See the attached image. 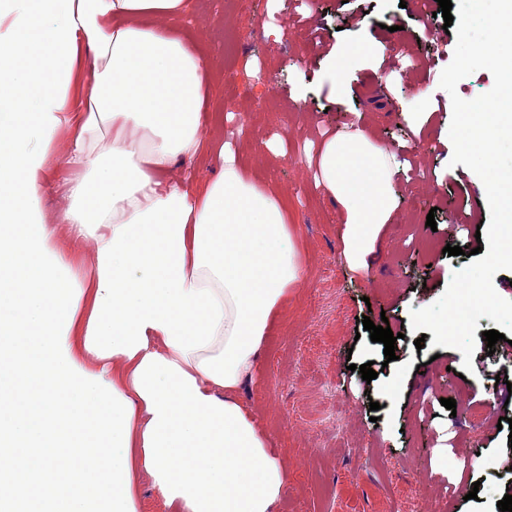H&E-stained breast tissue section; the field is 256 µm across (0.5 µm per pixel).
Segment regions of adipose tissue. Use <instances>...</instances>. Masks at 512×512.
Instances as JSON below:
<instances>
[{
  "label": "adipose tissue",
  "mask_w": 512,
  "mask_h": 512,
  "mask_svg": "<svg viewBox=\"0 0 512 512\" xmlns=\"http://www.w3.org/2000/svg\"><path fill=\"white\" fill-rule=\"evenodd\" d=\"M183 5L0 0V512H141L143 483L167 512H275L287 491L238 393L305 268L281 194L231 143L207 184L161 178L205 144L210 60L153 23ZM65 133L76 176L52 221ZM400 173L363 132L320 145L315 183L356 271L377 260ZM67 148L65 141L58 149L57 162L52 166L48 182L44 186V195L49 220H55L57 215L66 208L68 201L64 193V185L71 177L72 172L66 166L65 156Z\"/></svg>",
  "instance_id": "ef3b65f1"
}]
</instances>
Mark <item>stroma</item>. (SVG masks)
<instances>
[{
    "instance_id": "stroma-1",
    "label": "stroma",
    "mask_w": 512,
    "mask_h": 512,
    "mask_svg": "<svg viewBox=\"0 0 512 512\" xmlns=\"http://www.w3.org/2000/svg\"><path fill=\"white\" fill-rule=\"evenodd\" d=\"M416 0H186L177 35L212 61L208 117L219 138L235 136L249 175L276 185L302 242L305 276L277 320L259 374L239 392L281 448L288 491L276 512H499L512 490V345L488 346L483 317L465 372L460 351L418 342L413 310L444 293L454 271L473 262L476 230L489 221L482 180L451 165L452 106L440 86L457 37ZM366 48L341 83L326 75L332 53ZM426 104L410 109L417 89ZM357 128L403 164L404 201L383 230L370 275L341 257V218L315 184L310 158L325 134ZM272 137L285 154L266 157ZM435 226H427V219ZM461 247L448 256L446 245ZM388 319L397 358L361 327ZM384 364L363 381L359 367ZM465 383L455 410L442 406ZM379 402L370 412V402ZM484 409L474 419L472 407ZM446 441L447 455L435 451ZM478 485L477 499L458 488Z\"/></svg>"
}]
</instances>
